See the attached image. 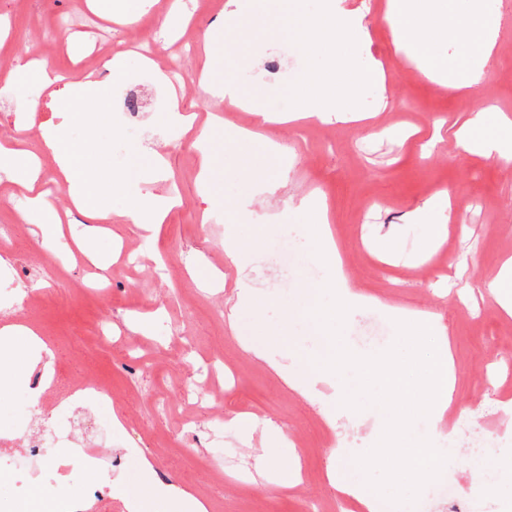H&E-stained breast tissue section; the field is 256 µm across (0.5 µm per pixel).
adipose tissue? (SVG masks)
Returning a JSON list of instances; mask_svg holds the SVG:
<instances>
[{
  "instance_id": "obj_1",
  "label": "adipose tissue",
  "mask_w": 512,
  "mask_h": 512,
  "mask_svg": "<svg viewBox=\"0 0 512 512\" xmlns=\"http://www.w3.org/2000/svg\"><path fill=\"white\" fill-rule=\"evenodd\" d=\"M488 7L489 0H465L456 22L447 25L435 21V0H389L384 22L392 34L395 53L413 60L429 81L448 88L450 93L478 102L482 99L485 68L493 55L498 36L497 30L487 27L484 21ZM451 35L467 43L471 49L469 57L462 61L467 73L466 80L462 82L449 76L447 62L438 52L439 44ZM366 36L363 15L341 11L336 0H325L321 15L301 20L296 28L302 49L310 53L342 44L356 49ZM334 66L339 72L335 81L318 69H307L300 74L294 119H323L332 115L344 119L346 113L355 109L358 90L381 78L377 68L359 69L346 57L335 58ZM52 82V70L43 61L25 58L0 69V86L17 93L26 92L34 84L46 87ZM453 139L467 153L512 162L511 118L500 117L498 123L491 126L486 122L485 110H474L454 131ZM47 152L55 159V180L67 185L69 196L77 208L88 211L99 222L112 220L113 214L104 204V198L110 192L129 200L120 214L123 223L145 231L154 230L157 224L163 223L177 205L175 198L141 189L136 178H109L100 182L83 179L82 170L93 162L84 145L58 137L44 138L42 143L24 150L0 145V172L28 192L39 208H46L47 203L40 190L36 162ZM309 216L317 231L316 260L331 271L330 277L317 285V292L328 291L335 295L337 313L352 316L362 313L370 299L351 287L342 269L327 210L313 208ZM456 217L454 195L446 188L439 192L436 206L416 213V220L425 223L427 228L423 257H431L436 252L449 224L455 223ZM0 338L12 343L13 365L18 373L23 372L33 358L48 352L37 329L29 325L2 326ZM139 459V482L122 490L126 512H150L157 502L165 506L166 512H210L208 501L195 495L188 486L160 481L155 475L150 455L140 454Z\"/></svg>"
}]
</instances>
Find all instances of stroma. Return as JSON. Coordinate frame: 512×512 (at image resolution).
<instances>
[{"mask_svg": "<svg viewBox=\"0 0 512 512\" xmlns=\"http://www.w3.org/2000/svg\"><path fill=\"white\" fill-rule=\"evenodd\" d=\"M173 0H151L134 23L119 24L87 0H0V68L19 57H35L42 38L53 40L48 64L66 79L51 88H33L27 97L0 88V139L44 135L92 146L103 158L102 175L135 170L149 179L151 191L173 192L182 199L155 235L130 224L99 230L86 213L71 209L68 193L52 199L64 234L46 240L39 213L23 222L28 208L23 192L0 175V225L15 228L4 248L11 282L0 281V326L37 328L56 352L54 364L64 379L111 388L112 403L86 401L71 427L73 446L98 456L103 487L112 512H125L115 477L138 478V450L150 452L156 475L180 482L207 497L212 512H353L354 502L328 480L336 462L338 439L360 446L362 431L331 427L307 399L290 390L266 362L241 347L247 336L263 330L278 334L275 359L288 351L309 349L313 321L304 294L327 276L315 258L303 200L326 206L336 246L354 288L377 300V307L347 320L345 344L374 354L387 349L395 327L384 305L441 313L456 366L454 406L485 407L472 425L454 433L457 460L442 481L428 484L414 512H438L442 485L451 486L468 512H500L501 492L512 489V473L500 470L505 449L512 448V422L488 414L497 399H512V365L501 351L512 348V318L503 317L491 295L477 306L459 300L464 280L485 283L502 259L512 255V165L469 155L456 148L448 131L461 123L472 102L451 96L425 79L405 57L395 54L383 21L386 0H339L347 10H363L368 37L354 64H382L385 80L364 86L356 110L341 122L304 121L298 125L257 127L253 113L225 108L223 123L212 126L213 98L199 82L203 50L218 60L215 81L238 82L245 97L269 112L291 107L287 89L302 70L322 68L318 55L301 54L287 34L301 15H316L317 0H261L248 10L244 33L236 41L207 39L206 33L226 0H193L189 20L175 22ZM71 20L58 25L59 17ZM490 24H501L497 52L485 69L486 105L512 115V21L488 11ZM190 34L196 52L176 51L177 35ZM153 52L152 67L140 63V47ZM125 55L126 75L113 82L109 64ZM279 60L281 76L247 79L256 59ZM179 66L177 85L167 81ZM97 81L108 97L104 119L72 117L67 105L74 84ZM149 79L164 97H176L193 113L192 129L176 133L161 112H145L137 132H130L118 106L123 86ZM258 129L243 141L236 128ZM280 144L268 154L267 141ZM213 158L211 192L198 183L202 150ZM277 183L276 193L264 182ZM453 187L458 221L428 263H420L424 225L412 213L431 203L442 187ZM213 221L201 226L202 211ZM468 225L461 237L460 225ZM293 235L297 250L289 264L278 261L279 242ZM243 249L249 261L236 269L224 261L225 244ZM112 284L108 294L95 290V279ZM257 288L259 308L239 311L228 323L224 305L239 283ZM40 296L22 307L27 293ZM145 332L133 331V324ZM111 325L112 339L101 338ZM222 355L225 372L214 375L202 399L183 401L170 388L172 379L194 377L212 356ZM29 376L10 381L12 364L0 360V428H10L18 414ZM123 411L122 427H111L113 410ZM271 417L286 425L287 447L299 456L298 484L287 468L260 477L256 460L261 445L245 447L239 414ZM491 437L488 455L471 448V432ZM483 466L481 483H472L468 466Z\"/></svg>", "mask_w": 512, "mask_h": 512, "instance_id": "stroma-1", "label": "stroma"}]
</instances>
